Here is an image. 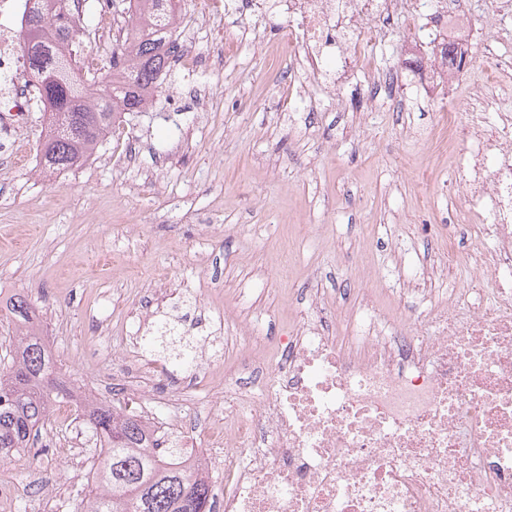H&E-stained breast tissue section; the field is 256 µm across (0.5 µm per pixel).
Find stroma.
Masks as SVG:
<instances>
[{"mask_svg":"<svg viewBox=\"0 0 512 512\" xmlns=\"http://www.w3.org/2000/svg\"><path fill=\"white\" fill-rule=\"evenodd\" d=\"M383 25L388 40L372 56L381 74L417 53L426 23L396 15ZM198 26L183 10L173 36L194 41ZM217 42L221 74L190 79L172 64L126 132L81 168L0 172V297L28 296L61 378L86 395L168 412L184 370L168 367L147 388L128 380L125 337L145 366L163 360L147 343L152 322L135 318L154 285L164 289L154 320L181 317L205 348L200 363L218 370L236 353L225 337L287 335L314 288L335 293L337 318L351 316L349 286L375 289L398 319L405 304L391 290L440 247L428 227L459 203L434 136L445 115L409 74L381 111L358 82L322 91L285 31L252 11L219 20L195 49L207 57ZM200 286L221 296L224 320L196 301ZM46 472L55 487L42 485ZM0 478L13 490L5 512H56L85 491L76 464L42 442L0 461Z\"/></svg>","mask_w":512,"mask_h":512,"instance_id":"35a3bbf8","label":"stroma"}]
</instances>
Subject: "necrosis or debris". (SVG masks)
<instances>
[{
	"label": "necrosis or debris",
	"mask_w": 512,
	"mask_h": 512,
	"mask_svg": "<svg viewBox=\"0 0 512 512\" xmlns=\"http://www.w3.org/2000/svg\"><path fill=\"white\" fill-rule=\"evenodd\" d=\"M289 46L320 80L326 58L361 75L370 97L389 95L362 38L365 22L429 17L436 56L418 68L440 94L448 148L463 189L448 224L474 247L460 264L461 295L379 318L358 289L349 329L304 321L277 360L251 337L239 373L254 385L224 392V432L206 421L201 468L215 478L224 512H512V0H482L502 33L480 38L470 0H279ZM31 0H0V127L16 132L39 111L26 81L19 26ZM485 80L461 100L442 96L471 63Z\"/></svg>",
	"instance_id": "obj_1"
}]
</instances>
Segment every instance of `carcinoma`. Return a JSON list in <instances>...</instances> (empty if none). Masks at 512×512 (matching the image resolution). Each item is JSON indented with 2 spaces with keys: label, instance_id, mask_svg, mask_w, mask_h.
I'll return each mask as SVG.
<instances>
[{
  "label": "carcinoma",
  "instance_id": "1",
  "mask_svg": "<svg viewBox=\"0 0 512 512\" xmlns=\"http://www.w3.org/2000/svg\"><path fill=\"white\" fill-rule=\"evenodd\" d=\"M41 2L26 24L41 22L56 38L34 42L25 34L23 44L38 96L59 122L41 145V160L61 173L93 154L112 118L141 111L159 92V79L169 72L175 53V0H138L140 12L130 14L126 25L130 36L115 39L112 80L97 93L70 77L83 55L80 29L67 22L71 0ZM5 310L19 332L9 361L0 367V459L32 447L52 405L72 393L57 375L32 304L14 295ZM85 414L100 451L82 499L84 512H214L208 477L176 469L183 449L159 448L141 420L111 405L92 400Z\"/></svg>",
  "mask_w": 512,
  "mask_h": 512
}]
</instances>
